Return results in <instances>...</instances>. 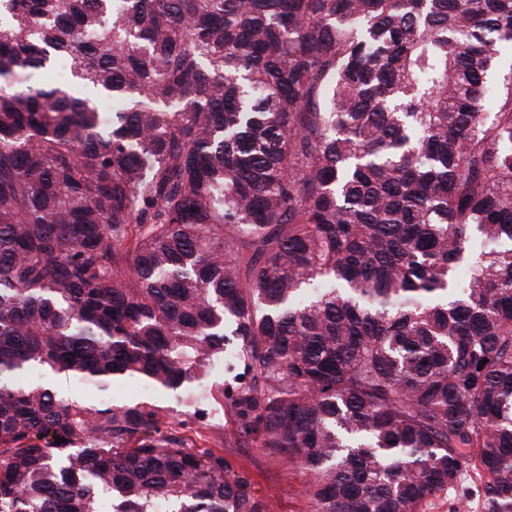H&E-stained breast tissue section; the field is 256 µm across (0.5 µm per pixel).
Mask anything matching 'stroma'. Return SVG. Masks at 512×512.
<instances>
[{"label": "stroma", "instance_id": "obj_1", "mask_svg": "<svg viewBox=\"0 0 512 512\" xmlns=\"http://www.w3.org/2000/svg\"><path fill=\"white\" fill-rule=\"evenodd\" d=\"M226 378L223 367L217 366L208 372L205 382L211 396L201 412L174 394L159 392L134 379L114 384L106 397L116 403L153 402L160 405L166 423L177 427L189 442L202 438L223 439L225 463L232 473L247 480L250 493L261 504L262 512H309L298 469L263 449L241 442L237 425L225 406Z\"/></svg>", "mask_w": 512, "mask_h": 512}]
</instances>
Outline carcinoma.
Segmentation results:
<instances>
[{
  "label": "carcinoma",
  "mask_w": 512,
  "mask_h": 512,
  "mask_svg": "<svg viewBox=\"0 0 512 512\" xmlns=\"http://www.w3.org/2000/svg\"><path fill=\"white\" fill-rule=\"evenodd\" d=\"M509 46L512 0H0V512H260L162 407L24 380L217 363L309 512H512Z\"/></svg>",
  "instance_id": "1"
}]
</instances>
